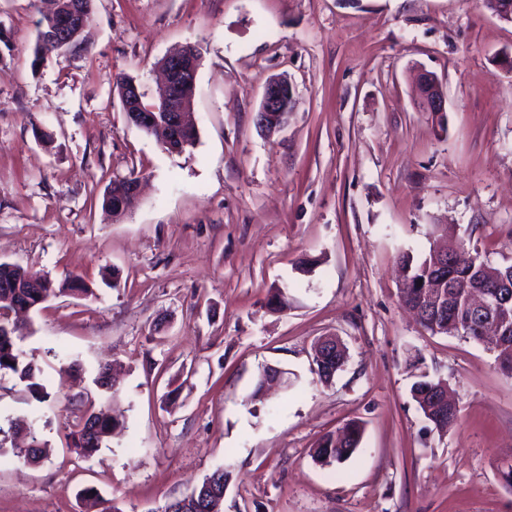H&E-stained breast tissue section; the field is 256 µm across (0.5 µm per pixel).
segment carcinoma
I'll use <instances>...</instances> for the list:
<instances>
[{"mask_svg": "<svg viewBox=\"0 0 512 512\" xmlns=\"http://www.w3.org/2000/svg\"><path fill=\"white\" fill-rule=\"evenodd\" d=\"M436 251L437 248L432 245L428 252L418 258L409 253L400 256L402 268L414 284L420 283L425 288H442L451 298L448 312L443 317L424 324L423 328L432 334L462 335L478 342L483 341L480 325L468 319L466 297L469 290L481 289L488 301H493L501 290L502 279L505 278L512 284V260L494 269L492 273L477 268L458 269L451 264L443 270L437 267ZM75 294L85 298L95 296L93 289L81 276L57 285L38 271L11 263L0 264V306L10 307L16 312L30 311L38 309L53 297ZM22 335L23 327L18 323L6 320L0 324V372L13 373L34 398L44 401L50 397V393L38 378L36 366L21 359L16 339ZM487 348L495 354L502 373L512 377V320L503 328L495 343L487 345ZM439 384L441 381L423 375L412 384L411 394L434 428L446 430L457 423L459 410L449 411L444 415L434 410L427 411V393L431 386ZM113 429L110 418L95 409L94 401L88 400L84 412L72 424L69 432L70 448L77 455L86 458L107 441ZM344 431L354 436L353 441L339 444L334 434L327 433L311 449L313 460L322 465H331L349 459L359 448L363 427L360 423L351 421L344 425ZM230 479L231 471L226 468L217 469L207 475L195 492L182 498L186 502L185 512H211L217 506L213 496L223 495L224 486ZM83 497L97 512H122L116 503L92 493L90 488L85 489Z\"/></svg>", "mask_w": 512, "mask_h": 512, "instance_id": "1", "label": "carcinoma"}]
</instances>
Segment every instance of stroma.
Returning a JSON list of instances; mask_svg holds the SVG:
<instances>
[{"mask_svg":"<svg viewBox=\"0 0 512 512\" xmlns=\"http://www.w3.org/2000/svg\"><path fill=\"white\" fill-rule=\"evenodd\" d=\"M47 8L0 0V260L95 295L28 316L18 347L50 401L0 373V427L25 420L47 445L25 462L0 444V512H88L86 487L160 512L222 466L223 512H512V378L484 344L417 323L398 276L444 227L490 265L512 258V23L483 0H95L82 50L36 66ZM185 45L197 140L168 154L113 83L154 103L155 63ZM421 69L445 116L420 111ZM280 74L292 111L269 134L255 117ZM130 176L140 197L103 211ZM329 335L348 357L324 384L312 347ZM268 366L284 376L256 393ZM423 374L457 400L448 431L411 396ZM89 397L117 427L81 458L67 434ZM351 420L355 454L315 463ZM343 427L344 432L354 436L353 441L346 442L345 445H339L334 437L336 432L325 434L319 439L316 446L311 448L310 455L314 461L321 465H331L334 462L341 463L349 459L357 451L362 439V425L359 422L351 421Z\"/></svg>","mask_w":512,"mask_h":512,"instance_id":"1","label":"stroma"}]
</instances>
